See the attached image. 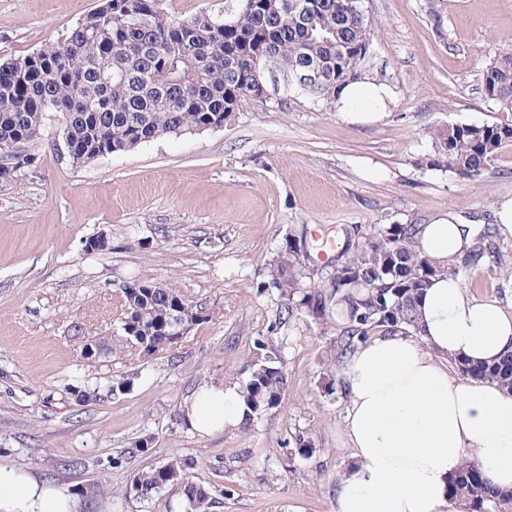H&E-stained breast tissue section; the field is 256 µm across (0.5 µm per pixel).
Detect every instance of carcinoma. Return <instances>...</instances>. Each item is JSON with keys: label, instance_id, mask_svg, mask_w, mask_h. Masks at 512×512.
<instances>
[{"label": "carcinoma", "instance_id": "carcinoma-1", "mask_svg": "<svg viewBox=\"0 0 512 512\" xmlns=\"http://www.w3.org/2000/svg\"><path fill=\"white\" fill-rule=\"evenodd\" d=\"M114 12H92L65 40L32 54L0 63V177L33 165L36 158L19 146L41 138L44 118L62 117L58 137L67 140L68 162L81 167L115 153L130 151L165 136L224 127L264 78L267 63L294 77L300 60L325 62L323 77L303 92L314 102L338 94L359 80L372 45L368 20L353 26L342 19L356 14L358 0H261L259 10L236 7L229 17L201 12L180 19L166 14L160 0H116ZM485 94L500 110L512 112V49L496 55L482 73ZM448 168L467 179L479 178L490 158L512 141V124L448 123L431 131ZM415 224H390L349 240L347 259L329 274V292L305 286L306 262L293 241L270 264L272 284L280 290L286 318L303 313L318 319L336 309L345 321L340 355L381 332L417 333L416 304L430 279L443 273L421 253ZM477 245L449 268L455 276L483 264ZM121 329L144 357L176 343L163 327L180 312L192 328L196 308L170 288L150 281L120 287ZM247 401L257 418L278 407L287 386L277 347L269 336L255 341ZM456 373L498 384L512 392V353L486 365L456 359ZM191 463L172 458L139 472L130 492L152 502L172 493L185 512H209L212 488L190 479ZM468 465L449 479V492L463 512H512V490L476 480Z\"/></svg>", "mask_w": 512, "mask_h": 512}]
</instances>
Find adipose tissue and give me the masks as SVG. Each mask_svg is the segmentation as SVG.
<instances>
[{"instance_id":"1","label":"adipose tissue","mask_w":512,"mask_h":512,"mask_svg":"<svg viewBox=\"0 0 512 512\" xmlns=\"http://www.w3.org/2000/svg\"><path fill=\"white\" fill-rule=\"evenodd\" d=\"M387 91L368 80L343 87L338 102L362 123L379 121ZM474 228L440 212L421 225L418 249L444 267L418 301V333L377 334L344 359L345 425L354 463L344 473L336 512H457L448 481L479 465L512 490V393L449 373L462 358L491 362L512 351V313L467 292L447 269L474 245ZM189 433L244 428L251 417L237 384L196 387L180 407ZM74 498L29 471L0 465V512H76Z\"/></svg>"}]
</instances>
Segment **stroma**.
Masks as SVG:
<instances>
[{
	"mask_svg": "<svg viewBox=\"0 0 512 512\" xmlns=\"http://www.w3.org/2000/svg\"><path fill=\"white\" fill-rule=\"evenodd\" d=\"M101 0H0V61L61 42ZM374 82L386 115L362 125L266 75L268 100L223 127L166 136L90 164L61 161L59 115L26 144L32 167L0 178V464L28 469L77 500V512H168L129 495L133 476L174 457L212 485L210 512H335L352 464L333 342L338 315L279 322L270 262L287 238L310 252L309 287L326 285L350 235L423 224L452 210L492 223L512 197V142L469 180L442 163L430 132L445 123H512L482 89L495 51L512 48V0H363ZM106 236L109 245L86 243ZM478 298L512 312V277L464 270ZM147 280L204 317L173 348L138 354L121 330L120 287ZM280 340V408L247 430L200 437L179 408L213 379L245 382L254 341ZM108 340L98 360L86 343ZM130 389L113 391L122 379ZM96 388L84 404L76 390ZM149 452L134 451L140 437ZM307 457L289 458L298 439ZM62 459L74 469L58 468Z\"/></svg>",
	"mask_w": 512,
	"mask_h": 512,
	"instance_id": "obj_1",
	"label": "stroma"
}]
</instances>
